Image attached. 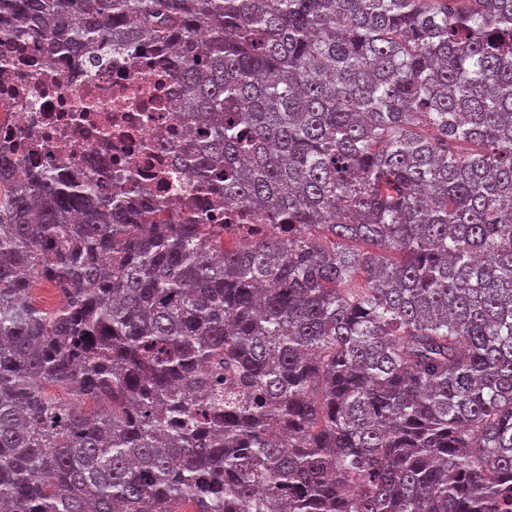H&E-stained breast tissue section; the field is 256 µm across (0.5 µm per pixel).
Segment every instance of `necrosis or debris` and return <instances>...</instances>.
I'll return each mask as SVG.
<instances>
[{
	"instance_id": "obj_1",
	"label": "necrosis or debris",
	"mask_w": 512,
	"mask_h": 512,
	"mask_svg": "<svg viewBox=\"0 0 512 512\" xmlns=\"http://www.w3.org/2000/svg\"><path fill=\"white\" fill-rule=\"evenodd\" d=\"M165 56L145 47L93 68L81 55L48 60L32 38L0 46V149L26 168L88 170L105 187L134 174L167 217L189 200L211 207V195L171 165L191 130L162 77Z\"/></svg>"
}]
</instances>
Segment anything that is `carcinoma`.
Instances as JSON below:
<instances>
[{"label":"carcinoma","mask_w":512,"mask_h":512,"mask_svg":"<svg viewBox=\"0 0 512 512\" xmlns=\"http://www.w3.org/2000/svg\"><path fill=\"white\" fill-rule=\"evenodd\" d=\"M105 33L266 223L0 152V512H512V0H0ZM214 219L212 220V224L222 225V224H264L266 223L264 220L260 218H253L250 216V211L245 207H237L234 209H221L215 210Z\"/></svg>","instance_id":"carcinoma-1"}]
</instances>
